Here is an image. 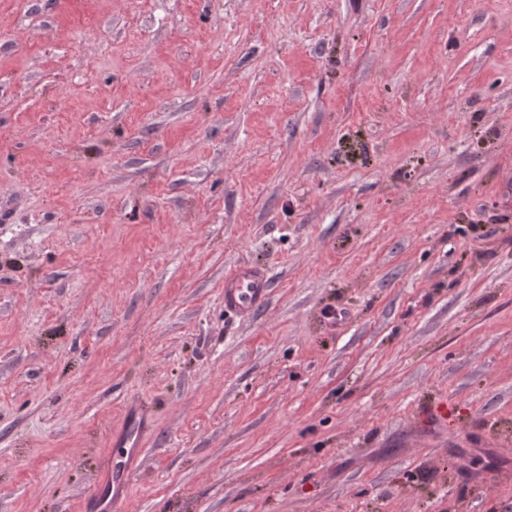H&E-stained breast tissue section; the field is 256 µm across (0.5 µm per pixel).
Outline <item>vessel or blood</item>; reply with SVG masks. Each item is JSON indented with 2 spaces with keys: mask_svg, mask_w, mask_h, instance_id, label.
Listing matches in <instances>:
<instances>
[{
  "mask_svg": "<svg viewBox=\"0 0 512 512\" xmlns=\"http://www.w3.org/2000/svg\"><path fill=\"white\" fill-rule=\"evenodd\" d=\"M268 291L269 277L263 268L236 266L224 278V307L240 316L249 315L264 301ZM151 426L146 408L128 406L122 428L110 436L112 445L123 450V464L116 467L109 461H102L87 497L88 505L97 512H114L125 497L131 476L143 465L142 441Z\"/></svg>",
  "mask_w": 512,
  "mask_h": 512,
  "instance_id": "1",
  "label": "vessel or blood"
}]
</instances>
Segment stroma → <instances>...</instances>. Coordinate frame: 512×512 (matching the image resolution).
<instances>
[{
    "mask_svg": "<svg viewBox=\"0 0 512 512\" xmlns=\"http://www.w3.org/2000/svg\"><path fill=\"white\" fill-rule=\"evenodd\" d=\"M133 402L118 512H512V0H0V512ZM269 291L267 272L252 265H238L224 277V308L240 316L249 315Z\"/></svg>",
    "mask_w": 512,
    "mask_h": 512,
    "instance_id": "obj_1",
    "label": "stroma"
}]
</instances>
